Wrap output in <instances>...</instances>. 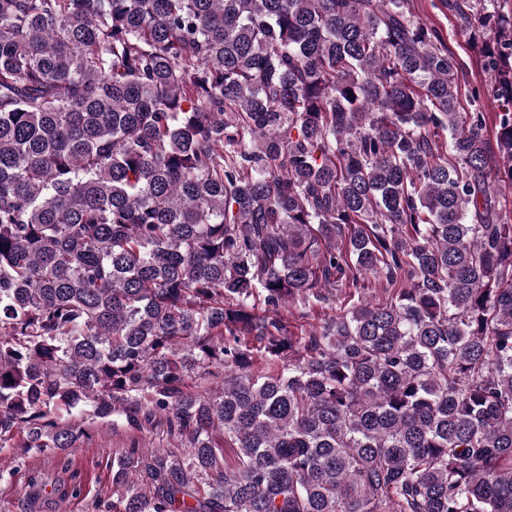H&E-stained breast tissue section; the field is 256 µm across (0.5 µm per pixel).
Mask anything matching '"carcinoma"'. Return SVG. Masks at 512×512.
<instances>
[{"instance_id":"carcinoma-1","label":"carcinoma","mask_w":512,"mask_h":512,"mask_svg":"<svg viewBox=\"0 0 512 512\" xmlns=\"http://www.w3.org/2000/svg\"><path fill=\"white\" fill-rule=\"evenodd\" d=\"M432 6L493 144L416 0H0V448L156 412L110 512H512V9ZM431 0L419 2V17L422 21L442 30L448 44V50L453 53L461 64L459 70L460 96L458 112L461 116H469L470 112H476L480 108L490 118L487 120L484 130L486 138L493 144L495 141V125L492 113L496 112V103L492 94L491 80L487 73L481 68L478 55L467 45V39L463 33L461 21L451 13L442 14L439 10L433 9ZM474 89L480 91L479 101L474 100ZM362 288V282L356 286L343 287L342 290H336V296L332 297L330 301H327L325 304H318L315 307L313 312H308L305 315V309L301 308L299 305L297 306H288L285 309H282V316L288 320V329L291 332L295 333L298 336H304L306 331L310 329L312 324L317 322V315H323L324 313L331 314L340 306V302L343 301L345 295L351 294L352 297L355 295L357 297L355 288ZM351 297V298H352ZM332 307V309H331Z\"/></svg>"}]
</instances>
